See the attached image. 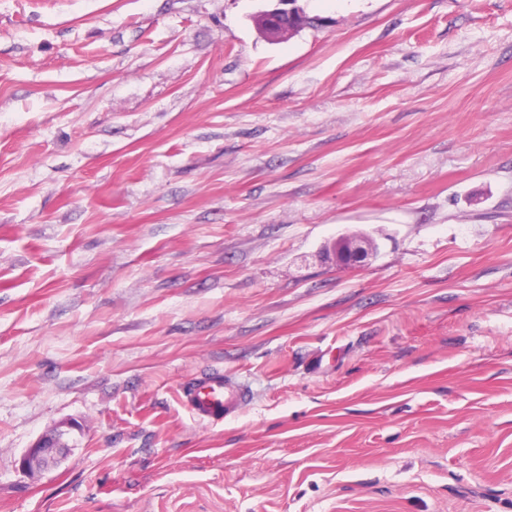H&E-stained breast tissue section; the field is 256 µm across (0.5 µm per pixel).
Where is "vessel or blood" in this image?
<instances>
[{
    "label": "vessel or blood",
    "mask_w": 512,
    "mask_h": 512,
    "mask_svg": "<svg viewBox=\"0 0 512 512\" xmlns=\"http://www.w3.org/2000/svg\"><path fill=\"white\" fill-rule=\"evenodd\" d=\"M180 398L196 418L221 422L238 412L249 400L247 385L226 377L223 372H208L181 384Z\"/></svg>",
    "instance_id": "vessel-or-blood-1"
}]
</instances>
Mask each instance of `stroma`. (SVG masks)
<instances>
[{"instance_id":"obj_1","label":"stroma","mask_w":512,"mask_h":512,"mask_svg":"<svg viewBox=\"0 0 512 512\" xmlns=\"http://www.w3.org/2000/svg\"><path fill=\"white\" fill-rule=\"evenodd\" d=\"M299 4L0 0V512H512V0ZM276 1V7L267 10L260 15V24L266 33L274 39L288 34L292 31L294 25L304 23H321L320 18L307 17L305 13L297 5L299 0H270ZM291 6L289 8H282L279 6ZM311 20V21H309ZM376 249L372 237L367 235H341L323 253L324 259L339 267L364 266ZM180 398L196 418L222 422L238 412L250 399V388L226 377L224 372H208L181 384ZM64 435V431H57L39 438L22 458V469L29 475L35 476L49 464L58 463L66 450L62 441Z\"/></svg>"}]
</instances>
